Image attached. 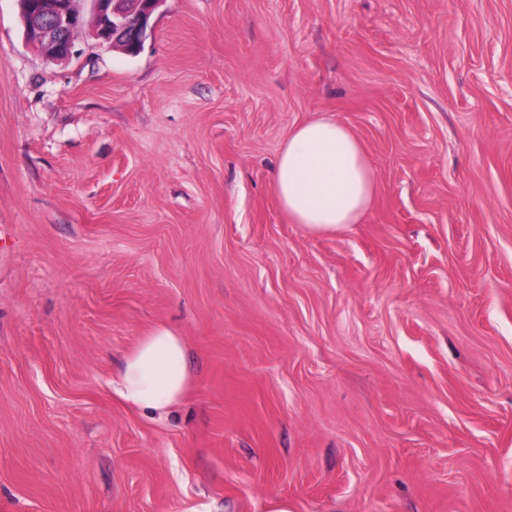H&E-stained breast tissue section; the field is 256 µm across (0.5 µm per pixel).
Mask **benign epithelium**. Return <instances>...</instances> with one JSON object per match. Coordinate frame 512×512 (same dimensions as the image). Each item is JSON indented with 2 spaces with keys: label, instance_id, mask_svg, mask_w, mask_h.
Here are the masks:
<instances>
[{
  "label": "benign epithelium",
  "instance_id": "7a95c632",
  "mask_svg": "<svg viewBox=\"0 0 512 512\" xmlns=\"http://www.w3.org/2000/svg\"><path fill=\"white\" fill-rule=\"evenodd\" d=\"M26 39L44 48L49 59L66 62L76 53L75 40L85 18L75 0H19ZM95 35L127 53H140L153 13L165 0H90Z\"/></svg>",
  "mask_w": 512,
  "mask_h": 512
}]
</instances>
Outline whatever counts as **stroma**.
I'll use <instances>...</instances> for the list:
<instances>
[{
	"mask_svg": "<svg viewBox=\"0 0 512 512\" xmlns=\"http://www.w3.org/2000/svg\"><path fill=\"white\" fill-rule=\"evenodd\" d=\"M69 63L0 0V512H512V0H164ZM326 114L360 223L277 205ZM183 336L166 420L112 390ZM271 182L291 222L313 232H336L359 223L377 189L374 171L356 135L324 116L290 128Z\"/></svg>",
	"mask_w": 512,
	"mask_h": 512,
	"instance_id": "obj_1",
	"label": "stroma"
}]
</instances>
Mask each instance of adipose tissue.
<instances>
[{"mask_svg":"<svg viewBox=\"0 0 512 512\" xmlns=\"http://www.w3.org/2000/svg\"><path fill=\"white\" fill-rule=\"evenodd\" d=\"M271 182L291 222L313 232H334L359 223L377 189L356 135L324 116L290 128ZM190 380L184 337L159 324L124 355L112 389L127 406L161 419L181 404Z\"/></svg>","mask_w":512,"mask_h":512,"instance_id":"ef3b65f1","label":"adipose tissue"}]
</instances>
